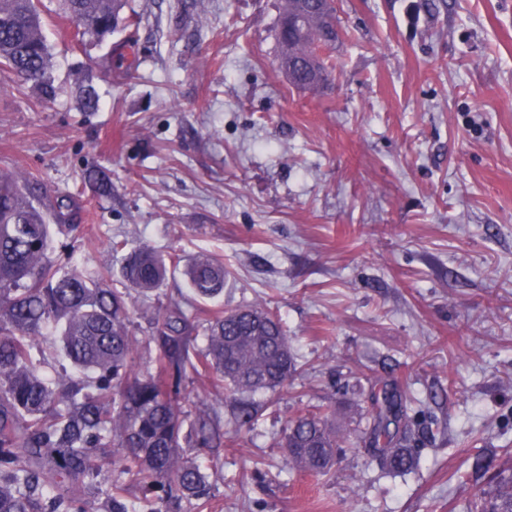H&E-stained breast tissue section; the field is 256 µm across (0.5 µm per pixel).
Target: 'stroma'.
<instances>
[{
	"label": "stroma",
	"mask_w": 512,
	"mask_h": 512,
	"mask_svg": "<svg viewBox=\"0 0 512 512\" xmlns=\"http://www.w3.org/2000/svg\"><path fill=\"white\" fill-rule=\"evenodd\" d=\"M135 5L132 70H88L124 31L81 48L72 20L45 17L56 78L92 73L96 111L0 71V173L35 176L39 204L78 197L59 261L119 272L115 237L219 256L216 308L276 311L298 362L252 431L223 389L189 382L225 413L224 449L204 508L160 512H467L512 466V0H338L343 36L310 88L280 67V0ZM188 293L179 276L150 302L131 292L140 338ZM386 383L429 430L406 475L354 439ZM321 405L352 438L328 474L297 471L285 428Z\"/></svg>",
	"instance_id": "obj_1"
}]
</instances>
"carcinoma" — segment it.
<instances>
[{"mask_svg": "<svg viewBox=\"0 0 512 512\" xmlns=\"http://www.w3.org/2000/svg\"><path fill=\"white\" fill-rule=\"evenodd\" d=\"M76 25L81 46L100 42L122 27H139L141 16L128 0H59ZM280 66L291 61L315 65L316 73L292 71L291 81L315 86L325 78L319 32L290 39L277 35ZM127 44L112 46L94 61L107 69L112 58L126 60ZM0 69L32 84L40 98L56 99V82L43 34L40 0H0ZM83 110L99 94L87 79L71 90ZM70 205L37 207L20 182L0 174V512H86L89 498L63 486L68 480L93 495L106 491L109 512H158L149 499L126 496V483L143 492L160 490L158 500H207L208 476L182 449L217 457L224 447L218 411H200L185 391L188 374H206L236 401L234 422L251 429L257 393L275 392L297 372L288 336L269 309L213 312L203 326V343L188 339L186 311H166L149 351L152 371L133 367L142 339L130 320L127 289L147 295L181 274L194 294L186 301H213L229 272L215 256L183 260L149 247L126 252L121 284L108 270L63 269L54 259V231L71 232ZM41 358L32 350L39 343ZM376 410L359 435L373 443V456L393 474L417 466L413 429L406 421L411 400L394 388L381 390ZM336 410L297 417L286 428L288 458L297 468L324 472L332 465L339 436L330 421ZM123 449L111 467L96 450ZM475 512H512V471L499 474L495 489L481 491Z\"/></svg>", "mask_w": 512, "mask_h": 512, "instance_id": "cac0c4a2", "label": "carcinoma"}]
</instances>
